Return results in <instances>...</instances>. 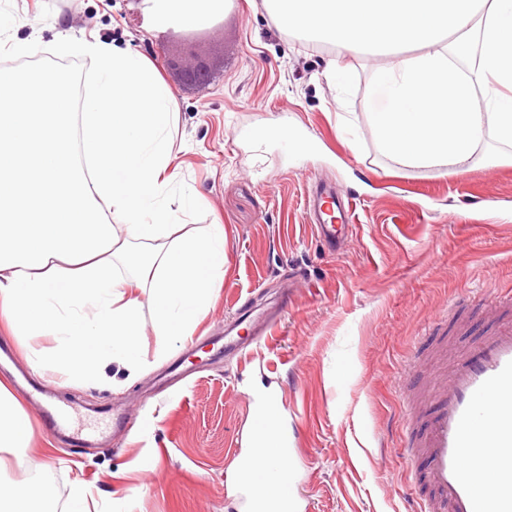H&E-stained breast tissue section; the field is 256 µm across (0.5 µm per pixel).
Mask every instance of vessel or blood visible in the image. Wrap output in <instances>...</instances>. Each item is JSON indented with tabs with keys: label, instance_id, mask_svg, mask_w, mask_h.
Returning a JSON list of instances; mask_svg holds the SVG:
<instances>
[{
	"label": "vessel or blood",
	"instance_id": "b4317fda",
	"mask_svg": "<svg viewBox=\"0 0 512 512\" xmlns=\"http://www.w3.org/2000/svg\"><path fill=\"white\" fill-rule=\"evenodd\" d=\"M317 239L335 248L337 228L349 223L352 208L336 204L332 194L311 192L305 199ZM270 323L256 324L250 336L230 345L240 355L271 335ZM45 429L54 435L69 430V416L51 399L40 404ZM274 394L254 401L255 436L238 453L234 485L242 490L248 512H262L269 495L299 512L301 498L292 483L293 449L287 433L262 434L278 421ZM407 446L425 462L423 479L431 496L419 512H512V320L498 321L491 335L475 341L454 364L443 387L421 402L407 422Z\"/></svg>",
	"mask_w": 512,
	"mask_h": 512
}]
</instances>
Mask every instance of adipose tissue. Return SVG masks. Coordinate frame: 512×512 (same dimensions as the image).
<instances>
[{"label": "adipose tissue", "instance_id": "1", "mask_svg": "<svg viewBox=\"0 0 512 512\" xmlns=\"http://www.w3.org/2000/svg\"><path fill=\"white\" fill-rule=\"evenodd\" d=\"M225 0H154L158 23L198 22ZM283 28L348 52L387 57L370 88L381 151L405 167L462 172L485 128L512 144V0H265ZM95 80L74 114L55 71L0 96V327L47 337L27 348L33 372L97 377L107 363L137 378L142 288L160 341L191 336L224 279L220 224L175 223L172 94L130 48L77 44ZM137 250L122 274L118 262ZM32 438L0 379V459Z\"/></svg>", "mask_w": 512, "mask_h": 512}]
</instances>
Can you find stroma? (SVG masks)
Instances as JSON below:
<instances>
[{"label":"stroma","instance_id":"1","mask_svg":"<svg viewBox=\"0 0 512 512\" xmlns=\"http://www.w3.org/2000/svg\"><path fill=\"white\" fill-rule=\"evenodd\" d=\"M0 14L12 39L31 44L22 57L0 53L2 83L55 63L70 80H92V59L65 39L129 47L157 68L174 98L167 200L176 221L223 225L227 258L194 350L175 342L158 353L144 292L150 364L136 382L114 364L103 385L45 373L76 440L50 436L26 406L31 446L6 460L0 480H26L40 464L53 512H66L79 483L98 512H242L234 448L248 439L254 398L271 392L297 435L309 512H409L424 464L400 450L409 401L399 382L428 371L426 337H446L452 360L493 328L494 318L469 320L453 303L512 293V145L488 129L464 173L399 166L379 151L368 116L377 59L276 26L263 0H229L190 26L157 25L134 0H0ZM197 54L216 65L203 87L181 76ZM335 58L353 65L348 84L325 78ZM317 183L359 200L336 252L304 218ZM189 193L197 206L185 210ZM273 306V339L243 357L225 350L230 323L248 332L243 310Z\"/></svg>","mask_w":512,"mask_h":512}]
</instances>
